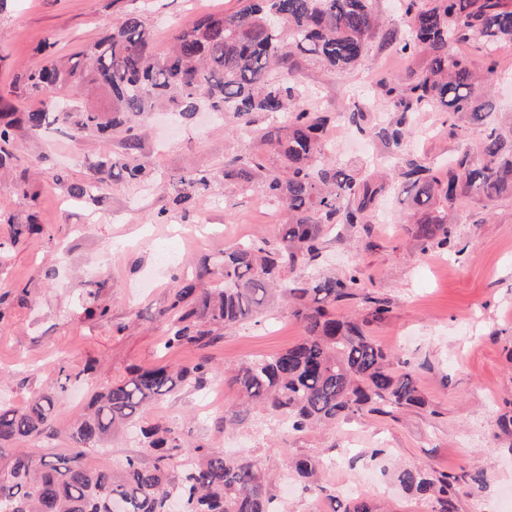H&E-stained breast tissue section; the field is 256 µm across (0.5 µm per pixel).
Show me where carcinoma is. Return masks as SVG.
Masks as SVG:
<instances>
[{"mask_svg":"<svg viewBox=\"0 0 512 512\" xmlns=\"http://www.w3.org/2000/svg\"><path fill=\"white\" fill-rule=\"evenodd\" d=\"M374 0H240L224 15H207L176 33L168 52L154 53L152 37L140 16L66 59L45 55L21 73L19 89L42 98V107L22 112L0 97V171L12 164L14 131L23 126L34 137L52 126L73 137L88 133L124 134L126 152L112 159L129 181L143 165L136 155L144 118L165 106L190 119L200 105L233 115L246 124L258 114L283 113L284 123L267 126L260 139L273 155L233 157L224 162V180L250 186L283 204L286 219L277 242L246 240L224 250L219 270L200 260L191 277L173 289L160 315L166 319L163 347L205 348L220 331L244 324L276 300L303 329L301 339L273 355H259L224 376L240 401L224 410L222 428L247 421L250 405L259 404L295 432L334 424L365 412L385 416L428 401L408 370H396L388 353L369 334L387 318L389 302L363 287L358 269L342 277L314 272L323 232L333 224L366 225L381 197L390 191L412 195L409 234L421 253L453 247L449 224L457 201L475 196L488 203L512 199V115L483 132L476 147L459 148L448 167L434 168L400 153L407 115L438 107L441 126L462 131L483 124L495 109L488 91L497 66L494 53L512 46V0H401L410 37L390 38L403 56L421 54L424 66L380 91L400 116L373 129L369 112L358 107L347 116L312 106L296 81L293 57L328 69L354 66L376 37L379 18ZM469 44L483 51L477 69L470 57L451 48ZM101 92L106 104L82 102L85 90ZM65 88L73 101L61 105L50 97ZM375 136L394 151L388 172L359 170L323 161L324 135L340 119ZM93 176L71 186L76 197L99 202L109 191L105 164L90 165ZM213 184L205 172L188 173L172 186L169 203L187 209ZM10 228L0 241L16 245L42 232L30 214L21 220L0 213ZM215 282L214 287L206 283ZM357 300L367 311L358 319L336 313V304ZM91 364L74 370L60 362L54 378L23 408L0 405V445L32 438H57V394L72 381L92 378ZM216 371L210 360L178 367L134 368L127 377L102 384L87 409L66 432L68 455L34 454L21 449L0 459V512H169L173 499L181 512H278L275 495L262 468L251 457H230L202 444H186L175 428L143 424L146 410L178 387L200 390ZM138 430L150 461L129 457L118 469L94 470L81 462L102 448L112 431ZM323 460L307 456L289 462L288 472L314 496L325 492L317 474ZM402 488L426 499L430 512H458L467 488L487 484L482 469L460 474L425 467L397 474ZM333 512H374L359 498L338 503Z\"/></svg>","mask_w":512,"mask_h":512,"instance_id":"1","label":"carcinoma"}]
</instances>
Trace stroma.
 <instances>
[{
  "label": "stroma",
  "mask_w": 512,
  "mask_h": 512,
  "mask_svg": "<svg viewBox=\"0 0 512 512\" xmlns=\"http://www.w3.org/2000/svg\"><path fill=\"white\" fill-rule=\"evenodd\" d=\"M238 0H0V97L19 108H40L36 98L21 99L16 80L41 59L44 41L64 57L119 27L127 14H139L152 34L155 54H164L174 33L208 14L237 10ZM383 34L372 39L358 63L327 69L298 58L300 87L312 105L328 112H349L370 102L375 123L395 119L392 105L377 92L386 78H404L419 70L422 57H405L386 45V34L405 33L398 0H377ZM273 117L257 116L242 130L229 116L199 113L169 128L161 113L142 129L140 163L159 181L149 187L115 181L102 202L77 201L55 187L51 175L67 169L70 180L84 182L88 166L122 152L121 138H70L51 130L35 137L18 130L13 152L18 168L40 159L30 176L35 201L15 195L0 181V212L26 217L35 213L40 234L12 247L0 263V402L23 407L52 375L58 360L80 366L95 362L93 383H74L60 394L57 426L67 429L83 413L97 384L127 376L129 368L187 364L197 350H161L165 324L159 317L171 291L195 263L209 258L219 265L225 249L244 239H275L284 218L280 205L233 182L217 183L189 213L166 211L170 183L189 172L221 177L233 156L264 152L259 131ZM404 147L424 162L445 166L460 143L477 145L481 130L469 127L464 138L442 129L439 113L416 112L407 124ZM327 152L338 162L362 167L385 164L391 151L379 139L349 130L329 139ZM410 200L386 195L370 228L336 225L323 238L318 270L340 276L358 268L365 287L389 302L388 317L371 329L373 338L397 359L409 363L428 409H411L392 419L360 415L336 426L291 432L262 409L235 430L215 428L216 413L203 408L204 394L184 389L152 405L145 417L173 425L185 442L203 443L229 454H247L271 474H282L288 458L318 456L325 462V495L275 482L281 512H332L333 497L345 480L362 474L359 452L383 449L375 484L358 497L382 512H429L423 501L404 493L394 479L398 468L434 466L458 473L484 467L489 483L461 496L459 512H512L504 497L512 487V440L497 435V421L512 399V200L485 203L463 198L453 231L458 250L418 254L407 227ZM52 278H43L44 270ZM26 304H18L19 294ZM107 307L106 318L87 316L90 305ZM302 336L285 304L269 307L258 321L225 329L207 349L213 365L232 369L241 361L287 349ZM135 433L113 435L104 452L89 454L94 467H116L141 456Z\"/></svg>",
  "instance_id": "obj_1"
}]
</instances>
